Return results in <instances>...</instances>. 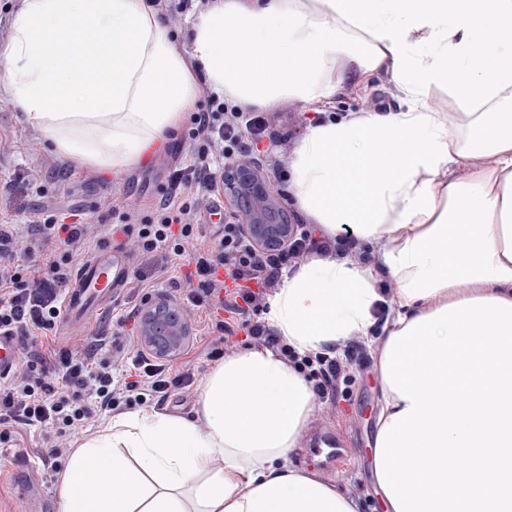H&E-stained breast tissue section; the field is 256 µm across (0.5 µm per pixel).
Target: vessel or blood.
<instances>
[{"label": "vessel or blood", "instance_id": "obj_1", "mask_svg": "<svg viewBox=\"0 0 512 512\" xmlns=\"http://www.w3.org/2000/svg\"><path fill=\"white\" fill-rule=\"evenodd\" d=\"M131 280L132 261L121 240H113L82 260L65 287L66 327L85 324L94 313L117 304ZM19 354V337L0 330V381L9 377Z\"/></svg>", "mask_w": 512, "mask_h": 512}]
</instances>
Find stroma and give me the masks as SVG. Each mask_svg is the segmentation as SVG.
I'll list each match as a JSON object with an SVG mask.
<instances>
[{
    "label": "stroma",
    "mask_w": 512,
    "mask_h": 512,
    "mask_svg": "<svg viewBox=\"0 0 512 512\" xmlns=\"http://www.w3.org/2000/svg\"><path fill=\"white\" fill-rule=\"evenodd\" d=\"M408 106L400 82L387 66L367 79L339 83L318 113L325 118H341L355 112L403 111ZM314 113L302 104L266 112L267 132L255 154L266 180L284 198L288 219L294 224L306 223L307 218L289 203L285 174L288 159L299 147ZM189 128V123H182L144 162L117 173L71 164L66 156L53 151L43 132L14 107L0 83V224H39L49 215L67 224H109L115 209L125 212L130 223H141L165 190L169 171L192 165L204 147L203 139L189 138ZM138 302V297L127 296L120 306L93 315L82 327L59 329L57 344H64L72 335L90 340L112 336L117 355L141 350L139 320L127 315ZM209 321L206 309L187 318L190 335L185 349L170 356L169 361L176 372L192 368L196 383L176 390L162 404L166 414L198 418L199 382L215 366L209 352L220 347L229 356L251 342L241 330L221 335L209 329ZM343 389L336 404H316L290 462L323 482L338 485L358 505L359 512H386L371 466L381 406L378 365L366 371L353 369ZM315 438L340 441L345 450L340 462L327 463L323 455L310 449ZM51 446V440L37 429L16 427L11 446L0 454V512H21L19 498L25 488L40 484L35 477L42 465L39 451Z\"/></svg>",
    "instance_id": "35a3bbf8"
}]
</instances>
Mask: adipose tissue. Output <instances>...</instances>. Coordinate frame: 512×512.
I'll return each mask as SVG.
<instances>
[{
  "label": "adipose tissue",
  "mask_w": 512,
  "mask_h": 512,
  "mask_svg": "<svg viewBox=\"0 0 512 512\" xmlns=\"http://www.w3.org/2000/svg\"><path fill=\"white\" fill-rule=\"evenodd\" d=\"M481 26L498 41L477 66ZM88 28L79 55H56ZM190 30L177 46L145 0H24L0 80L56 152L119 172L162 144L201 92L314 110L338 79L392 65L410 108L311 121L288 161L296 206L326 236L349 227L385 240L383 267H302L284 275L266 318L301 354L366 339L390 277L399 301L378 341L373 454L386 512H512V0H212ZM433 87L462 106V136L425 108ZM370 151L388 158L373 174L335 162ZM478 152L492 169L441 181ZM200 403L203 431L140 408L86 438L60 478L62 512H356L340 488L289 463L315 393L279 355L255 345L225 358ZM452 448L463 469L449 468Z\"/></svg>",
  "instance_id": "adipose-tissue-1"
}]
</instances>
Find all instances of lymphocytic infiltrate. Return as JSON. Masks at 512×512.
<instances>
[{
	"instance_id": "obj_1",
	"label": "lymphocytic infiltrate",
	"mask_w": 512,
	"mask_h": 512,
	"mask_svg": "<svg viewBox=\"0 0 512 512\" xmlns=\"http://www.w3.org/2000/svg\"><path fill=\"white\" fill-rule=\"evenodd\" d=\"M266 130L261 113L228 112L218 101L194 113L191 134L205 138L207 150L200 152L195 164L170 171L167 189L154 203L151 216L144 223L124 225L123 231L142 257L193 264V271L178 282L183 309L219 304L230 318L216 321L218 331L229 330L231 321L240 322L247 336L307 369L318 398L333 403L348 380L352 362L361 358L360 341L350 340L341 352L331 348L302 357L275 327L260 320L259 313L265 297L278 287L284 269L316 258H338L356 247L354 235L333 240L301 227L286 247L260 249L245 236L241 225L228 224L207 244L192 219L194 203L182 198L188 187L199 195H211L224 180V163L246 154L250 142L259 140ZM18 239L15 225H0V328L16 330L28 339L23 359L10 378L0 383L1 445L10 441L13 425L35 426L55 439L49 452L55 460L95 416L161 402L176 387L190 385L189 372L172 373L168 363L139 354L128 362L126 373L114 374L111 344L104 337L93 341L73 338L55 359H45L37 351V340L52 335L62 318L71 257L89 249L91 241L85 225H61L46 219L30 229L27 250L35 260L25 265L17 255ZM48 240L56 241V249L45 250ZM222 268L233 280V289H226L219 279Z\"/></svg>"
}]
</instances>
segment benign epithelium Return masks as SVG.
Returning <instances> with one entry per match:
<instances>
[{
    "instance_id": "benign-epithelium-1",
    "label": "benign epithelium",
    "mask_w": 512,
    "mask_h": 512,
    "mask_svg": "<svg viewBox=\"0 0 512 512\" xmlns=\"http://www.w3.org/2000/svg\"><path fill=\"white\" fill-rule=\"evenodd\" d=\"M224 195L237 208L242 229L246 237L257 247H276L288 244L293 238L296 225L284 218L285 210L273 188L264 179L257 163L252 158L236 160L224 183ZM247 207L241 206V200ZM160 310H174V303L160 298L144 311L140 336L145 349L170 356L180 350L189 335L187 323L178 320L172 324L166 345L160 348L154 340V315Z\"/></svg>"
}]
</instances>
